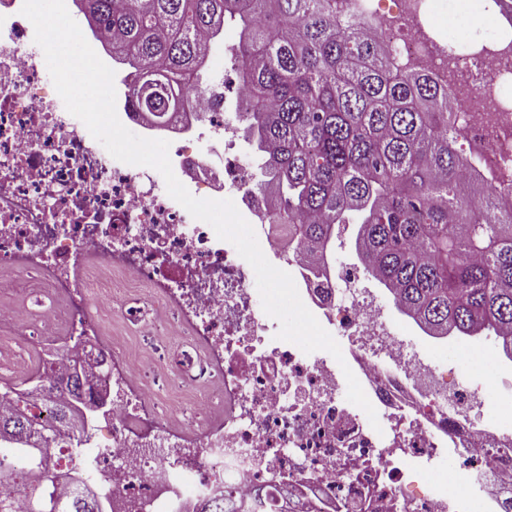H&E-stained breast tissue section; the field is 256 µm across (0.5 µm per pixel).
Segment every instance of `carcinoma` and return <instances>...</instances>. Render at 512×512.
I'll return each mask as SVG.
<instances>
[{
    "label": "carcinoma",
    "mask_w": 512,
    "mask_h": 512,
    "mask_svg": "<svg viewBox=\"0 0 512 512\" xmlns=\"http://www.w3.org/2000/svg\"><path fill=\"white\" fill-rule=\"evenodd\" d=\"M89 22L112 35L131 68L129 107L166 119L190 91L225 22L240 27L237 113L259 158L254 190L270 197L276 224L295 226L296 248L321 271L336 228L357 226L368 274L431 336H485L512 358V179L480 189L458 147L467 132L440 85L395 69L366 22L336 14V0H82ZM71 404L47 421L67 429ZM32 420L0 419V440L28 463L0 482L12 512L18 481L31 484L29 512H103L81 495L59 505L61 474L14 441Z\"/></svg>",
    "instance_id": "1"
}]
</instances>
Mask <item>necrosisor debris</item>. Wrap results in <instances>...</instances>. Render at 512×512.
Wrapping results in <instances>:
<instances>
[{"instance_id":"obj_1","label":"necrosis or debris","mask_w":512,"mask_h":512,"mask_svg":"<svg viewBox=\"0 0 512 512\" xmlns=\"http://www.w3.org/2000/svg\"><path fill=\"white\" fill-rule=\"evenodd\" d=\"M23 0H0V378L83 366L112 399V420L62 437L52 462L85 464L112 512H196L207 499L262 491L264 512H512V398L473 385L398 333L355 270L327 261L323 282L288 248L235 153V124L214 89L190 93L147 138H172L176 177L197 198L234 200L259 245L293 277L342 360L277 339L256 305L251 267L167 193L150 167L107 160L42 81V49ZM401 66L448 90L478 145L473 173L512 169V25L456 50L436 0H344ZM63 337L36 357L35 336ZM351 369L380 419L346 401ZM453 458L462 481L418 488Z\"/></svg>"}]
</instances>
